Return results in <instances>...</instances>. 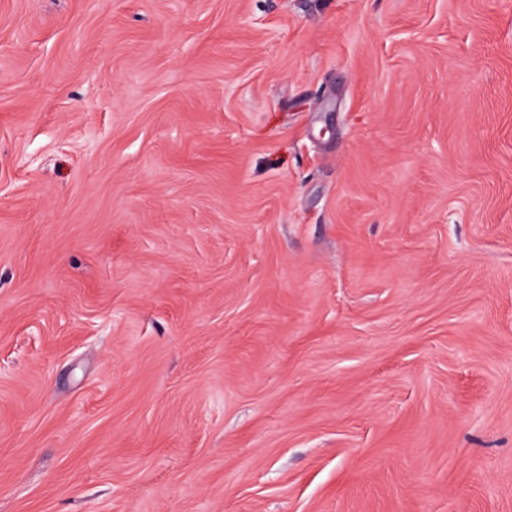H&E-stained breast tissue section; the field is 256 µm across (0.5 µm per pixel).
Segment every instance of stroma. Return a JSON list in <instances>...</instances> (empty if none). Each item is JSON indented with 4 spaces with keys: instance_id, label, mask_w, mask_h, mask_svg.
I'll return each instance as SVG.
<instances>
[{
    "instance_id": "1",
    "label": "stroma",
    "mask_w": 512,
    "mask_h": 512,
    "mask_svg": "<svg viewBox=\"0 0 512 512\" xmlns=\"http://www.w3.org/2000/svg\"><path fill=\"white\" fill-rule=\"evenodd\" d=\"M0 512H512V0H0Z\"/></svg>"
}]
</instances>
